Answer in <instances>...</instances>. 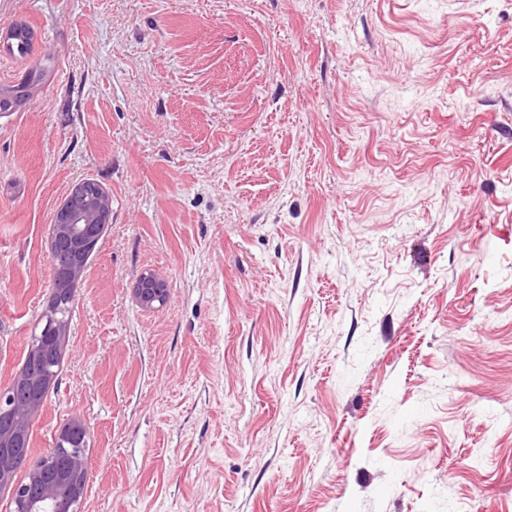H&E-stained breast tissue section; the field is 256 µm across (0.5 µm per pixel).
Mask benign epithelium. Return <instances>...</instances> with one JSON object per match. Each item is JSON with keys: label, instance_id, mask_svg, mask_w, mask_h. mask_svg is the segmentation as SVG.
<instances>
[{"label": "benign epithelium", "instance_id": "7a95c632", "mask_svg": "<svg viewBox=\"0 0 512 512\" xmlns=\"http://www.w3.org/2000/svg\"><path fill=\"white\" fill-rule=\"evenodd\" d=\"M112 216V196L105 190L88 195L82 183L74 185L53 212L52 238L83 236L84 247L94 250ZM85 261L69 258L65 270L73 284L86 272ZM133 296L138 306L151 311L169 298L167 281L148 270L136 280ZM51 304L42 316L38 331L31 336L25 362L12 384L0 388V490L11 491L16 512H81L89 472L88 429L74 417L60 427L50 454L67 460L65 470L53 472L47 466L33 469L25 482L15 481L17 462L29 450L32 421L43 411L45 393L56 380L47 359L55 348L64 345L68 323Z\"/></svg>", "mask_w": 512, "mask_h": 512}]
</instances>
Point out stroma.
<instances>
[{
  "label": "stroma",
  "instance_id": "35a3bbf8",
  "mask_svg": "<svg viewBox=\"0 0 512 512\" xmlns=\"http://www.w3.org/2000/svg\"><path fill=\"white\" fill-rule=\"evenodd\" d=\"M20 22L0 387L54 209L92 178L112 222L17 481L77 417L82 512H512V0H0ZM13 27L20 30V33L8 39L6 51L13 56L26 57L31 51L33 30L26 23L15 24ZM10 40L15 42L9 43ZM167 281L158 273L148 270L143 272L136 280L133 296L138 306L151 311L161 307L169 298Z\"/></svg>",
  "mask_w": 512,
  "mask_h": 512
}]
</instances>
